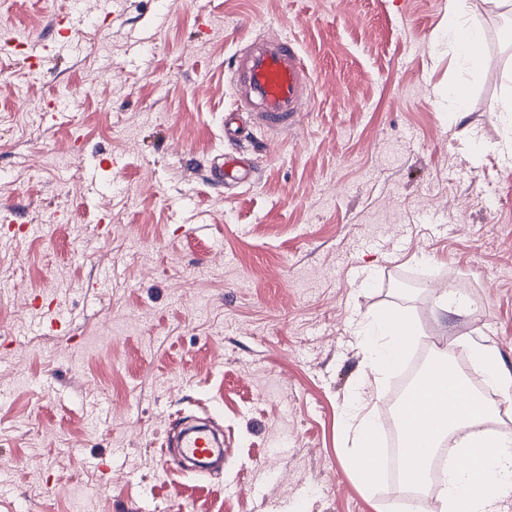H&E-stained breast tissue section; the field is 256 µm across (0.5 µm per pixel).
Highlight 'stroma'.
I'll return each instance as SVG.
<instances>
[{
	"mask_svg": "<svg viewBox=\"0 0 512 512\" xmlns=\"http://www.w3.org/2000/svg\"><path fill=\"white\" fill-rule=\"evenodd\" d=\"M470 2L476 72L448 0H0V40L40 54L0 53V512H403L397 479L351 469L358 322L407 312L512 377V27ZM72 10L84 27L52 28ZM270 31L315 97L258 180L213 188L230 57ZM204 404L223 471L165 468ZM448 48H451L465 65L472 68L478 67L483 49L481 30L467 20L450 25Z\"/></svg>",
	"mask_w": 512,
	"mask_h": 512,
	"instance_id": "35a3bbf8",
	"label": "stroma"
}]
</instances>
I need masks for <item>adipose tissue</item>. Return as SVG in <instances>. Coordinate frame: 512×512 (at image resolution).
<instances>
[{
  "label": "adipose tissue",
  "instance_id": "ef3b65f1",
  "mask_svg": "<svg viewBox=\"0 0 512 512\" xmlns=\"http://www.w3.org/2000/svg\"><path fill=\"white\" fill-rule=\"evenodd\" d=\"M449 10L453 19L448 28L449 48L465 65L478 67L482 32L464 19L468 0H449ZM361 334L367 350L365 370L351 397L347 418L356 433L352 465L359 481L370 487L382 481L385 466L377 449L373 422L365 409L419 332L409 314L398 312L382 314L376 321L364 324ZM424 380L447 414L439 425L408 439L411 458L400 472L402 483L410 488L423 484L436 448L447 436L457 434L461 441L444 477L439 512H497L498 503L512 497V433L480 430V423L489 420L494 411L465 391L450 354H440Z\"/></svg>",
  "mask_w": 512,
  "mask_h": 512
}]
</instances>
